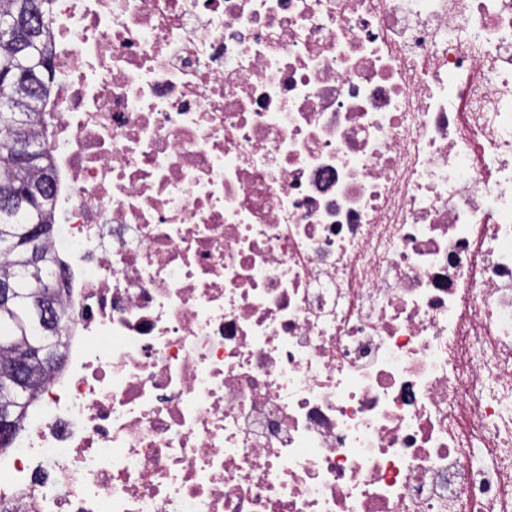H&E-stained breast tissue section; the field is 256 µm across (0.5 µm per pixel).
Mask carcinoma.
<instances>
[{
    "label": "carcinoma",
    "instance_id": "cac0c4a2",
    "mask_svg": "<svg viewBox=\"0 0 512 512\" xmlns=\"http://www.w3.org/2000/svg\"><path fill=\"white\" fill-rule=\"evenodd\" d=\"M52 0H0V24L12 38L0 37V74L13 72L18 81H0V193L12 203L0 205V282L14 289V300L0 304V366L15 355L33 351L43 357L61 354L64 336L51 335L39 321L35 299L48 295L61 318L62 296L52 287L56 259L49 240L30 243L35 224H54L49 207L53 169L49 149L35 127L51 98L54 73L45 17ZM48 380L41 366L31 369L28 381L17 386L0 375V416L8 413L15 429L41 385Z\"/></svg>",
    "mask_w": 512,
    "mask_h": 512
}]
</instances>
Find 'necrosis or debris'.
<instances>
[{"mask_svg": "<svg viewBox=\"0 0 512 512\" xmlns=\"http://www.w3.org/2000/svg\"><path fill=\"white\" fill-rule=\"evenodd\" d=\"M65 367L0 512H512V0H53Z\"/></svg>", "mask_w": 512, "mask_h": 512, "instance_id": "obj_1", "label": "necrosis or debris"}]
</instances>
